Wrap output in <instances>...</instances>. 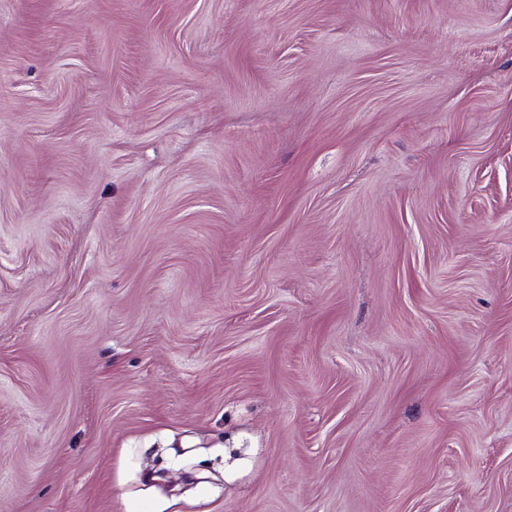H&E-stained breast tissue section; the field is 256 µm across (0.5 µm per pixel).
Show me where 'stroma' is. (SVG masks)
<instances>
[{"label":"stroma","instance_id":"35a3bbf8","mask_svg":"<svg viewBox=\"0 0 512 512\" xmlns=\"http://www.w3.org/2000/svg\"><path fill=\"white\" fill-rule=\"evenodd\" d=\"M0 512H512V0H0Z\"/></svg>","mask_w":512,"mask_h":512}]
</instances>
